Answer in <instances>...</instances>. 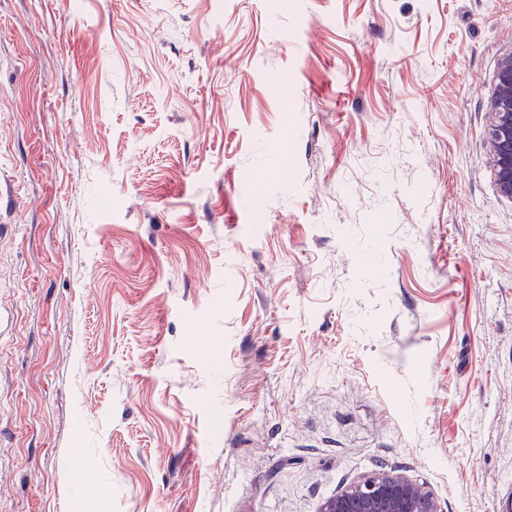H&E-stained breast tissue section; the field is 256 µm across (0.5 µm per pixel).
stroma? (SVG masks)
Instances as JSON below:
<instances>
[{"instance_id":"stroma-1","label":"stroma","mask_w":512,"mask_h":512,"mask_svg":"<svg viewBox=\"0 0 512 512\" xmlns=\"http://www.w3.org/2000/svg\"><path fill=\"white\" fill-rule=\"evenodd\" d=\"M511 55L512 0H0V512H512ZM487 130L490 161L502 195L512 198V57L498 70ZM431 490L411 478L378 472L325 501L319 512H439Z\"/></svg>"}]
</instances>
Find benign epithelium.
<instances>
[{
	"label": "benign epithelium",
	"instance_id": "obj_1",
	"mask_svg": "<svg viewBox=\"0 0 512 512\" xmlns=\"http://www.w3.org/2000/svg\"><path fill=\"white\" fill-rule=\"evenodd\" d=\"M490 112V161L500 193L512 198V57L499 67ZM319 512H439V506L426 485L404 475L378 472L325 501Z\"/></svg>",
	"mask_w": 512,
	"mask_h": 512
}]
</instances>
